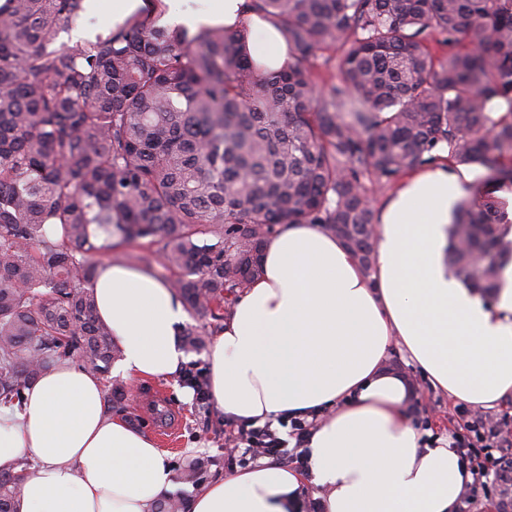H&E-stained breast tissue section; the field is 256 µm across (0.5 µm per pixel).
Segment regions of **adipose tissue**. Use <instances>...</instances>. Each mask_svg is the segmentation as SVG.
<instances>
[{
	"mask_svg": "<svg viewBox=\"0 0 512 512\" xmlns=\"http://www.w3.org/2000/svg\"><path fill=\"white\" fill-rule=\"evenodd\" d=\"M245 2L203 0L171 21L247 27L252 55L277 71L288 47ZM474 179L443 162L407 176L382 206L370 279L322 225L287 224L266 242L262 276L209 350L210 396L232 422L315 419L308 468L258 460L215 478L185 512H301L307 482L323 488L322 512H454L472 475L448 440L420 446L407 412L414 389L385 360L397 338L449 401L487 409L512 398V264L489 301L448 271V226ZM93 289L122 352L116 373L176 374L184 310L168 283L108 259ZM25 396L21 412L0 408V473H19L24 457L36 470L20 512H147L175 489L167 452L107 416L93 372L57 366Z\"/></svg>",
	"mask_w": 512,
	"mask_h": 512,
	"instance_id": "1",
	"label": "adipose tissue"
}]
</instances>
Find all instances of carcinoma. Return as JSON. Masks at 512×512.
Instances as JSON below:
<instances>
[{"instance_id":"carcinoma-1","label":"carcinoma","mask_w":512,"mask_h":512,"mask_svg":"<svg viewBox=\"0 0 512 512\" xmlns=\"http://www.w3.org/2000/svg\"><path fill=\"white\" fill-rule=\"evenodd\" d=\"M288 41L265 72L246 31L190 34L147 16L57 44L85 0L0 3V406L22 408L41 374L84 359L126 410L121 358L95 315V255L112 240L160 245L166 281L222 329L236 292L262 274L267 237L321 224L373 273L384 186L442 159L512 184V0H246ZM339 81L319 86L320 64ZM497 199L466 200L449 268L485 299L512 256ZM196 460L188 481H203ZM0 474V512L20 482Z\"/></svg>"}]
</instances>
